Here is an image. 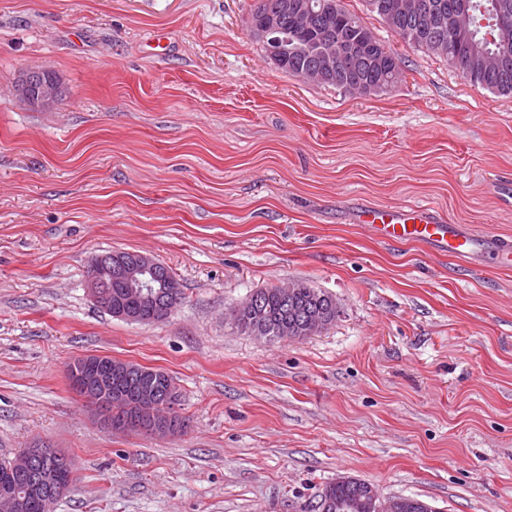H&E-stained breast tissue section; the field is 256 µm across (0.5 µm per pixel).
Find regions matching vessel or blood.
Returning <instances> with one entry per match:
<instances>
[{
  "label": "vessel or blood",
  "instance_id": "obj_1",
  "mask_svg": "<svg viewBox=\"0 0 512 512\" xmlns=\"http://www.w3.org/2000/svg\"><path fill=\"white\" fill-rule=\"evenodd\" d=\"M352 219L383 242L413 241L431 252L463 261L479 255L497 266H512V244L494 235H475L467 226L450 223L422 204H365L356 209Z\"/></svg>",
  "mask_w": 512,
  "mask_h": 512
}]
</instances>
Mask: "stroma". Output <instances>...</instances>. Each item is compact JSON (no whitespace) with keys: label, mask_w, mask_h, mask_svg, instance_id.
I'll return each instance as SVG.
<instances>
[{"label":"stroma","mask_w":512,"mask_h":512,"mask_svg":"<svg viewBox=\"0 0 512 512\" xmlns=\"http://www.w3.org/2000/svg\"><path fill=\"white\" fill-rule=\"evenodd\" d=\"M360 97L286 73L249 32L255 0H0V461L74 466L55 512H315L341 475L435 512H512V267L387 245L354 208L425 204L512 240V95L409 47ZM54 73L45 107L22 73ZM138 251L183 298L135 324L85 290L93 256ZM289 281L332 295L297 341L233 306ZM167 372L187 430L111 431L67 364Z\"/></svg>","instance_id":"35a3bbf8"}]
</instances>
